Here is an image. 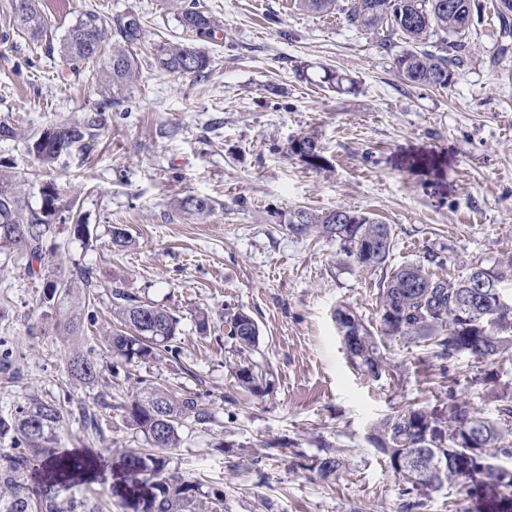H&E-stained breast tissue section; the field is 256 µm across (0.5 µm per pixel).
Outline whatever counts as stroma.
Listing matches in <instances>:
<instances>
[{
    "label": "stroma",
    "instance_id": "stroma-1",
    "mask_svg": "<svg viewBox=\"0 0 512 512\" xmlns=\"http://www.w3.org/2000/svg\"><path fill=\"white\" fill-rule=\"evenodd\" d=\"M480 2L465 65L445 89L405 84L377 37L294 0H196L220 24L211 37L183 31L174 0H45L43 41L15 35L0 43V121L17 131L0 142V159L33 208L50 180L82 215L91 241L58 225L43 241L42 264L65 273L90 267L98 293V321L61 335L27 257L0 255V341L22 352L18 376L0 373V416L30 398L55 397L74 410L94 408L103 428L98 437L70 422L64 450L95 465L67 482L30 465L25 482L34 496L85 495L103 512H134L138 493L118 461L144 440L117 405L145 381L179 387L208 409L210 422H187L179 447L164 456L168 472L222 493L229 512H403L399 481L369 441L372 425L415 400L437 406L450 391L497 417L512 395V359L441 361L396 338L381 378L353 370L334 312L343 305L377 324L384 272L341 263L336 241L288 227L298 208L365 212L392 227L391 266L432 255L449 274L454 262L477 258L512 291V49L501 51L498 15L491 0ZM88 9L112 23L139 16V78L90 151L44 168L27 149L29 136L80 119L98 99L90 72L45 58ZM164 40L207 53L209 79L158 72L153 47ZM327 68L352 78V89L322 87ZM63 78L71 83L64 92ZM303 136L316 139L324 168L292 155ZM188 194L214 200L215 211L183 212ZM115 224L126 229L127 247H113ZM117 286L179 318L178 358L113 376L104 338ZM237 309L260 328L253 358L271 385L259 397L235 389L225 364L232 352L224 314ZM200 310L209 314L203 334ZM76 348L100 360L95 383L69 380L66 360ZM266 440L279 448H263ZM322 440L345 451V467L329 479L312 467Z\"/></svg>",
    "mask_w": 512,
    "mask_h": 512
}]
</instances>
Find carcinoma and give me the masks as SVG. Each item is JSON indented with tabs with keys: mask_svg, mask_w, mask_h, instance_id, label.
Masks as SVG:
<instances>
[{
	"mask_svg": "<svg viewBox=\"0 0 512 512\" xmlns=\"http://www.w3.org/2000/svg\"><path fill=\"white\" fill-rule=\"evenodd\" d=\"M301 10L310 13L338 12L357 29L377 34L387 32L382 45L394 52L397 72L410 84L447 88L454 79L453 69L463 63L462 36L481 20L479 0H298ZM12 29L39 41L47 34L42 0H9L5 5ZM180 25L188 32L212 34L219 21L194 3L178 12ZM140 21L120 29L122 40L111 41L112 27L98 12L89 10L78 17L63 39V60L78 70L96 64L94 77L101 98L75 122L52 123L30 138L28 145L42 164H52L60 155L76 148H91L107 126L106 112L128 99L139 75V61L131 51L140 35ZM440 35V53L427 49V35ZM404 46L395 50L394 36ZM154 61L159 70L172 75L205 78L211 74L210 56L180 42L163 41L154 46ZM290 150L313 167L323 166L315 138L303 136ZM41 206L35 210L15 177L0 170V254L21 250L31 260L42 261V240L56 225L66 224L78 239H90L88 225L62 203L53 182L42 186ZM184 212L204 215L214 209V201L187 195L180 200ZM289 228L303 236L318 233L336 240L340 253L362 269L384 268L393 250L390 225L343 207L316 213L297 209L290 214ZM434 258L417 260L397 267L379 284V321L371 330L351 309L336 310L345 327L342 344L347 358L358 370L374 378L389 369L384 339L401 338L423 343L433 357L451 359L470 354L482 360L512 358V297L501 288L502 275L480 260L461 264L453 276L429 270ZM486 282L478 294L468 295L470 285ZM43 302L56 309L63 331L76 335L87 323L97 319L93 272L76 265L68 275L48 273L43 278ZM120 327L112 332V353L126 364L147 363L166 353L177 355L175 345L179 319L150 302L141 301L120 287L112 290ZM229 338L235 356L229 361L234 385L255 395L266 392L268 372L251 354L259 343L260 329L246 312L227 313ZM67 375L91 383L100 373L99 363L80 350L67 360ZM0 371L19 374L17 352L0 348ZM127 423L141 434L153 451L132 449L119 463L148 487L137 512H203L202 487L197 480L165 472L161 452L179 447L180 429L187 421L204 424L208 411L197 397L179 395L161 386L149 387L142 395L120 405ZM69 412L61 401L32 398L15 408L11 420L0 417V440H8V451L0 454V512H100L86 496H71L61 501L38 502L28 493L25 470L38 458L64 477L86 468L88 460L61 450L60 433L67 426ZM369 439L385 458L401 482L399 496L403 509L420 508L430 492L444 484L468 485L471 494L482 495L483 475L499 493L486 501L485 512H512V397H507L500 418L490 420L472 410L466 402L448 392V401L439 409L416 402L379 420ZM323 454L315 466L328 477L345 465L340 449L321 445ZM430 455L443 461L438 483L416 477L412 460ZM467 457L470 465L458 460Z\"/></svg>",
	"mask_w": 512,
	"mask_h": 512,
	"instance_id": "1",
	"label": "carcinoma"
}]
</instances>
